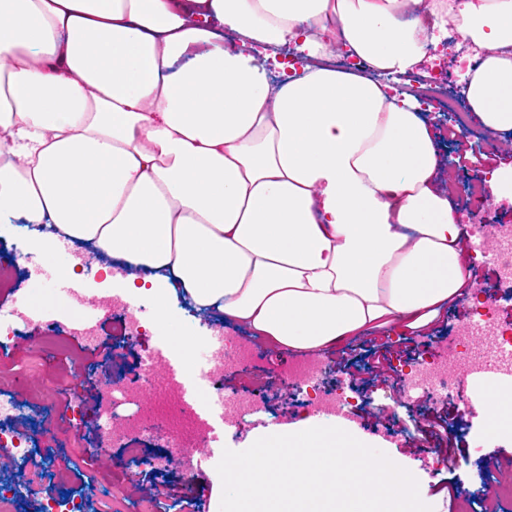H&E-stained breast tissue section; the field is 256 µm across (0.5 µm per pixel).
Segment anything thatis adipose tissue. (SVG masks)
Masks as SVG:
<instances>
[{
  "mask_svg": "<svg viewBox=\"0 0 512 512\" xmlns=\"http://www.w3.org/2000/svg\"><path fill=\"white\" fill-rule=\"evenodd\" d=\"M452 30L483 51L470 110L512 132V0H0V222L153 270L163 326L181 289L286 350L425 328L471 285L470 236L387 79ZM288 43L304 58L277 82L264 54ZM507 401L485 386L490 434Z\"/></svg>",
  "mask_w": 512,
  "mask_h": 512,
  "instance_id": "adipose-tissue-1",
  "label": "adipose tissue"
}]
</instances>
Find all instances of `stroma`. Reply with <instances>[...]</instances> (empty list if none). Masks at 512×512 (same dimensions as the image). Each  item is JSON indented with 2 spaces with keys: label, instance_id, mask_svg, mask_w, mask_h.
<instances>
[{
  "label": "stroma",
  "instance_id": "stroma-1",
  "mask_svg": "<svg viewBox=\"0 0 512 512\" xmlns=\"http://www.w3.org/2000/svg\"><path fill=\"white\" fill-rule=\"evenodd\" d=\"M429 118L440 154L436 179L440 186L449 187V199L461 223L481 225L490 232L504 224L512 225L511 200L475 207L468 204L464 194L468 186L480 180L483 169L512 165V151L503 148L501 137L482 126L473 127L467 144H460L450 135L446 112L432 110ZM40 258V253H33L23 269L12 272L10 287L0 288V323L14 324L13 311L20 298H34L37 309L25 325L22 342L0 352V372L8 376L0 383V395L25 410L17 417L15 428L48 450L50 478L39 484L38 495L21 494L18 512H38L42 499L65 495L79 484L77 471L86 468L91 458L108 465L98 477L97 487L103 491L124 486L130 465L124 448L107 440L92 419L108 398L104 379L93 371L103 362V353L95 345L114 342L122 315L117 311L100 312L88 304L92 298L122 297L119 280L126 277L127 270L108 256H99L91 271L75 275L84 290L85 299L80 302L38 281ZM472 274L475 288L495 302L499 320L512 323V283L503 282L497 267L479 257L473 262ZM132 302L140 309L144 333L126 341L129 356L148 348H170L169 331L155 323L152 299L139 294L133 296ZM470 308L471 299L464 296L449 305L424 333L377 331L352 338L345 347L323 350L317 355L320 372L307 391L325 397L335 394L340 371L351 370L360 404L353 436L398 458L417 479L420 498L432 512H471L476 504L482 512H512V500L504 498L498 487L499 481L512 478V435L485 438L482 448L475 449L468 438L452 445L421 430L425 418L437 413L455 416L459 399L474 398L476 386L471 377H458L448 390L439 393L417 392L403 398L366 371L368 361L380 346L387 350L389 360H401L406 366L423 356L430 360L443 357L449 341L468 321ZM175 311L177 327L198 338L234 336L245 347H258L257 357L225 367L219 383L225 396L248 397L260 376L287 374L309 359L305 353L258 345L246 328L198 312L188 301H180ZM49 322L62 323L72 330L77 324L90 323L96 329L97 341L90 344L72 334L65 340L70 351L68 359L46 358L42 348L44 326ZM264 402L275 417V424L268 427L258 424L256 417H245L237 434H225L226 448L246 450L271 432L294 427L301 418L295 395L285 394L280 387L270 388ZM379 402L389 405L387 415H378L375 405ZM435 458L440 464L436 470H429L427 463Z\"/></svg>",
  "mask_w": 512,
  "mask_h": 512
}]
</instances>
